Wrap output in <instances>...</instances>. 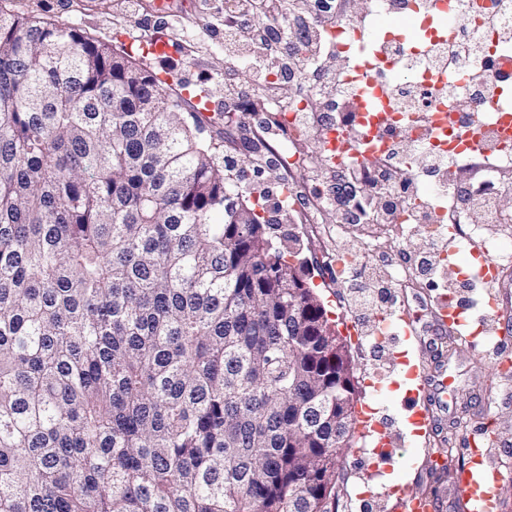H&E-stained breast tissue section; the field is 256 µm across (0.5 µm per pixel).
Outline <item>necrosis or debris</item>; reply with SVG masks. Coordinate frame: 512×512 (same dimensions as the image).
Returning <instances> with one entry per match:
<instances>
[{"instance_id":"necrosis-or-debris-1","label":"necrosis or debris","mask_w":512,"mask_h":512,"mask_svg":"<svg viewBox=\"0 0 512 512\" xmlns=\"http://www.w3.org/2000/svg\"><path fill=\"white\" fill-rule=\"evenodd\" d=\"M394 19L408 20L412 33L394 32ZM314 27L305 54H317L324 43L351 60L336 81L333 110H340L344 98L366 92L374 60L393 65L384 141L354 145L329 160L336 172L367 174L382 184L388 209L379 217L350 211L347 223L406 228L434 242L452 229L469 241L503 223L495 189L504 169L512 167V143L497 134L491 110L501 89L485 64L512 69V0H448L441 12L432 0H372L366 19L341 12L319 18ZM469 37L480 42L483 58L445 67L449 45ZM464 131L478 140L479 151L458 146ZM425 154L441 159V167L421 170ZM405 181L413 189L402 197L396 190Z\"/></svg>"}]
</instances>
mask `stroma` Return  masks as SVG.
Wrapping results in <instances>:
<instances>
[{
	"label": "stroma",
	"instance_id": "1",
	"mask_svg": "<svg viewBox=\"0 0 512 512\" xmlns=\"http://www.w3.org/2000/svg\"><path fill=\"white\" fill-rule=\"evenodd\" d=\"M130 2L127 10L120 0H12V9L77 27L115 51L136 54L142 68L166 78L168 93L180 99L185 112L197 114L201 139L235 137V145L225 152L246 161L248 184H267L266 206L278 202L284 180H293L304 197L319 195L332 184L319 139L307 141L303 163L287 167L271 153L272 147L287 141V127L267 123L262 112L236 111L233 100L225 97L224 75L241 64L224 49V0H169L162 15L155 8L156 0ZM151 39L174 42L177 48L163 56L139 54L140 43ZM201 98L209 101V109L199 108ZM280 218L275 229L278 242L298 252L329 320L348 338L358 381L357 411L371 416L394 438L393 444L381 449L374 434L356 429L353 448L338 463L337 512H399L400 493L427 495L436 512H461L453 476L467 464L462 449L475 427L483 428L487 458L499 474L497 512H512V368L498 365L492 344L472 345L454 338L434 316L456 267L470 263L469 251L455 255L454 267H442L438 282L392 284L391 318L411 320L413 331L382 358L365 317L350 308L348 290L337 285L335 271L324 256L357 248L362 239L374 235L386 241L395 257L404 248L427 249L425 238L413 236L402 244L385 227L374 224L340 235L336 213L330 209L311 221L289 210L282 211ZM441 380L447 383L442 393L436 390ZM420 408L428 417L418 430L410 418Z\"/></svg>",
	"mask_w": 512,
	"mask_h": 512
}]
</instances>
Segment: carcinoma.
I'll return each instance as SVG.
<instances>
[{"instance_id": "carcinoma-1", "label": "carcinoma", "mask_w": 512, "mask_h": 512, "mask_svg": "<svg viewBox=\"0 0 512 512\" xmlns=\"http://www.w3.org/2000/svg\"><path fill=\"white\" fill-rule=\"evenodd\" d=\"M0 0V512H333L347 347L157 74Z\"/></svg>"}]
</instances>
